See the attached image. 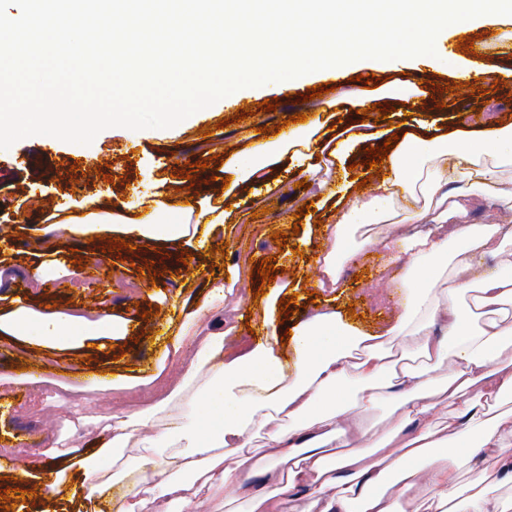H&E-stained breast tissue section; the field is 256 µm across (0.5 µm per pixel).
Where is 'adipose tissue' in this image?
Instances as JSON below:
<instances>
[{"label": "adipose tissue", "instance_id": "obj_1", "mask_svg": "<svg viewBox=\"0 0 512 512\" xmlns=\"http://www.w3.org/2000/svg\"><path fill=\"white\" fill-rule=\"evenodd\" d=\"M322 116L287 128L278 144L251 141L230 156L227 170L263 184L278 150L290 152L324 197L352 199L342 219L326 228L320 287L340 286L352 253L351 226L377 225L371 243L386 265L400 269L395 285L405 301L389 323L360 330L333 310L315 313L292 337L284 364L277 331L247 344L229 337L223 320L198 335L191 322L172 332L165 353L193 348L187 381L202 380L218 420L202 427L195 408L151 401L107 422L77 414L92 428L93 454L71 452L63 463L36 461L41 483L69 489L87 512H199L244 502L245 512H287L285 493L308 501V512H512V228L504 224H440L402 234L430 210L457 213L472 197L494 201L512 180V129L486 144L403 141L368 193L330 187L324 157L337 158L366 139L362 130L318 146ZM407 209H400V202ZM149 219L113 223L93 198L60 207L40 229L55 225L75 239L110 232L146 246L206 243L224 231L223 206H178L162 194L144 197ZM166 223H156V216ZM94 322L56 312L16 308L0 314V331L22 333L44 346L81 344L125 333V322L100 305ZM392 412L382 434L368 415L383 401ZM273 456L258 459L259 447ZM135 456H127V449ZM115 469L105 475L102 459ZM263 478L256 487L244 470Z\"/></svg>", "mask_w": 512, "mask_h": 512}]
</instances>
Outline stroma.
<instances>
[{"instance_id":"35a3bbf8","label":"stroma","mask_w":512,"mask_h":512,"mask_svg":"<svg viewBox=\"0 0 512 512\" xmlns=\"http://www.w3.org/2000/svg\"><path fill=\"white\" fill-rule=\"evenodd\" d=\"M449 45L459 38L486 37L493 43L486 67L500 70L498 81L472 78L473 89L460 96L457 69L474 65L468 53L457 55V69L418 65L405 60L403 72L380 70L363 62L359 73L367 78L373 97L388 109L379 121V132L350 151L341 163L331 164L328 181H336L341 170L354 166L355 176L365 177L368 150L383 146L392 135L409 134L424 139L464 134L482 138L499 126L512 124V27L494 30L488 26L457 24L447 30ZM406 74L413 82L409 103L387 94L388 83ZM333 87L323 75H311L301 91L290 95L266 94L263 88L244 89L241 107L249 109L245 120L236 110L216 102L183 121L174 134L165 129L133 131L109 128L92 144L79 145L50 136H33L0 151V263L12 279L0 299V310L21 306L39 312H84L94 319L96 298L110 299L112 313L126 322L124 335L112 337L105 346L75 345L62 350L39 352L25 337L0 335V486L11 485L14 456L23 460L39 457L52 447L91 449L93 441L85 428L69 426L71 394H78L87 415L105 419L120 411L143 407L141 389L111 388L110 376L126 375L131 380L149 376L162 354L161 334L168 322L182 323L183 311L195 313L200 327H208L216 313L207 306L208 280L224 283V317L233 333L245 341L259 342L262 308L277 294L278 285L297 293L292 312L278 315L281 331H295L316 307L324 305L326 293L318 286L316 260L323 242V227L337 223L345 209L338 200L321 202L316 187H300L302 173L288 159L273 162L266 170L267 186L226 182V157L244 147L255 126L265 128L264 140L289 116L320 111L323 99L312 98L313 86ZM272 110H265V103ZM207 168H197L198 160ZM192 180H185V173ZM156 192L180 193L194 201L224 198L231 205L234 221L224 227L226 245L213 252L211 246L190 253L160 242L150 249H117V239L103 236L93 241L69 238L57 231L50 254L35 253L29 246L32 226L52 223V209L77 201L79 194L96 197L103 213L138 215L142 196ZM288 233L279 243V233ZM106 250L119 277L89 281L87 290L70 287L63 268L71 260L84 259L88 252ZM55 256L59 273L44 286L36 279L48 256ZM274 258L275 280L262 284L258 268L263 259ZM394 268H383L381 255L366 246L346 261L341 271V288L334 302L337 312L354 308L358 327L370 329L385 324L393 309L404 300L398 289L388 288L398 277ZM50 366L45 377L57 390L47 401L38 389L16 394L10 382L14 374L40 363ZM11 512H77L67 487L49 491L37 487L26 497L0 498V507Z\"/></svg>"}]
</instances>
